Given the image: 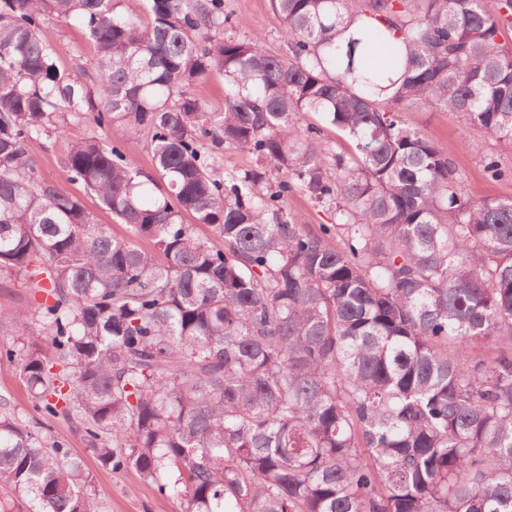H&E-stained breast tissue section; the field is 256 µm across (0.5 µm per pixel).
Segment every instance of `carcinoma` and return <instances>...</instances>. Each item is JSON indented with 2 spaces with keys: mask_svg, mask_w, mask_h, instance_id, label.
<instances>
[{
  "mask_svg": "<svg viewBox=\"0 0 512 512\" xmlns=\"http://www.w3.org/2000/svg\"><path fill=\"white\" fill-rule=\"evenodd\" d=\"M141 2L0 0V274L42 296L0 319L50 339L5 352L33 410L181 512H512V198H467L403 120L424 105L512 144V0H271L282 56L224 37V0ZM361 16L401 33L398 77L368 58L377 29L339 42ZM53 18L94 47L74 73ZM213 77L219 103L193 93ZM66 121L122 131L62 168L133 237L39 176L32 146ZM234 152L279 178L219 172ZM295 193L333 223L295 222ZM3 486L26 512H102L66 445L5 406Z\"/></svg>",
  "mask_w": 512,
  "mask_h": 512,
  "instance_id": "obj_1",
  "label": "carcinoma"
}]
</instances>
